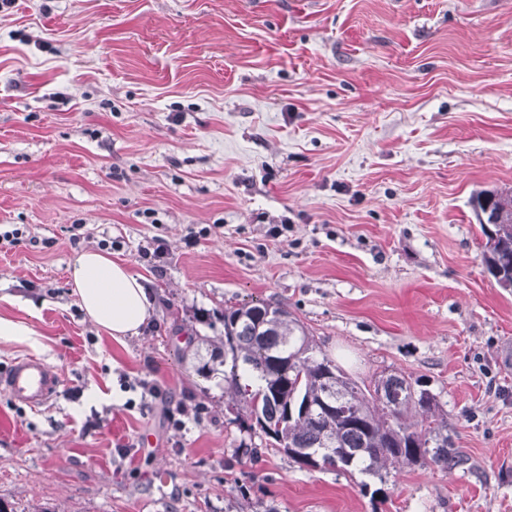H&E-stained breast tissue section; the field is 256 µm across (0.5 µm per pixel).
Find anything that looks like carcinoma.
Listing matches in <instances>:
<instances>
[{
  "mask_svg": "<svg viewBox=\"0 0 512 512\" xmlns=\"http://www.w3.org/2000/svg\"><path fill=\"white\" fill-rule=\"evenodd\" d=\"M481 213L495 220L497 246L485 248L491 268L497 247L512 246V190L476 197ZM224 395L232 422L284 451L301 469L361 474L388 481L400 464L446 468L461 461L448 440L436 396L402 373L359 384L326 355L314 336L280 305L258 302L224 310ZM330 410L303 412L319 401ZM258 444L240 440L233 462L258 461Z\"/></svg>",
  "mask_w": 512,
  "mask_h": 512,
  "instance_id": "cac0c4a2",
  "label": "carcinoma"
}]
</instances>
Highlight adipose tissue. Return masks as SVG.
I'll return each instance as SVG.
<instances>
[{
  "label": "adipose tissue",
  "instance_id": "1",
  "mask_svg": "<svg viewBox=\"0 0 512 512\" xmlns=\"http://www.w3.org/2000/svg\"><path fill=\"white\" fill-rule=\"evenodd\" d=\"M68 272L87 318L113 337L138 335L151 318L154 300L142 279L108 254L82 252Z\"/></svg>",
  "mask_w": 512,
  "mask_h": 512
}]
</instances>
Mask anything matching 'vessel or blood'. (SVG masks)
<instances>
[{
    "label": "vessel or blood",
    "instance_id": "b4317fda",
    "mask_svg": "<svg viewBox=\"0 0 512 512\" xmlns=\"http://www.w3.org/2000/svg\"><path fill=\"white\" fill-rule=\"evenodd\" d=\"M60 376L44 359L28 356L16 359L0 373V389L20 403L39 408L58 393Z\"/></svg>",
    "mask_w": 512,
    "mask_h": 512
}]
</instances>
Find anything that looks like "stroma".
<instances>
[{
	"mask_svg": "<svg viewBox=\"0 0 512 512\" xmlns=\"http://www.w3.org/2000/svg\"><path fill=\"white\" fill-rule=\"evenodd\" d=\"M508 188L512 0H15L0 319L27 333L0 337V372L36 356L61 387L37 409L0 390V503L225 512L244 483L278 512H374L358 478L281 452L226 468L241 434L200 339L261 300L352 379L436 395L462 462L397 466L390 512H512V288L473 207ZM101 247L151 291L139 335L112 337L72 292L69 265ZM127 379L203 411L170 430Z\"/></svg>",
	"mask_w": 512,
	"mask_h": 512,
	"instance_id": "35a3bbf8",
	"label": "stroma"
}]
</instances>
